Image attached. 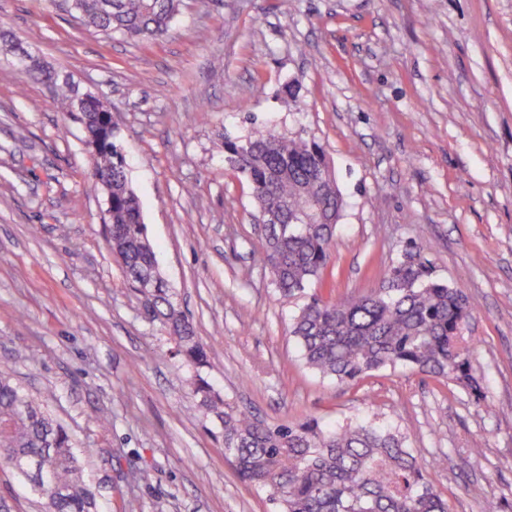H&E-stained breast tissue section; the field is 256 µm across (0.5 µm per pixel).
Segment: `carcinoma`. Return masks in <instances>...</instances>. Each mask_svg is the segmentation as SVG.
Instances as JSON below:
<instances>
[{
	"label": "carcinoma",
	"mask_w": 512,
	"mask_h": 512,
	"mask_svg": "<svg viewBox=\"0 0 512 512\" xmlns=\"http://www.w3.org/2000/svg\"><path fill=\"white\" fill-rule=\"evenodd\" d=\"M69 2L88 25L150 45L167 35L182 0H110L108 9L103 0ZM26 73L52 88L62 111L75 112L76 86L69 78L35 59ZM78 112L88 144L96 147L86 191L98 194L103 184H112V253L130 276L151 277L155 317L170 331L178 352L203 365L206 355L194 327L158 272L106 109L92 102ZM224 149L231 169L247 180L257 212L280 209L288 221L287 231L265 233L262 263L272 283L285 298L304 292L329 261L343 209L336 180H315L318 171L329 168L323 148L270 128L255 138L227 139ZM469 318L461 291L433 278L428 260L410 243L369 294L347 301L310 296L291 333L304 364L340 383L398 365L463 381L469 356L463 330ZM194 393L203 410L221 420L224 452L240 475L269 493L279 512H448L447 501L424 475L405 438L388 426L269 424L221 398L202 377ZM96 452L79 449L50 413L0 371V462L45 500L46 512H97L80 460Z\"/></svg>",
	"instance_id": "carcinoma-1"
}]
</instances>
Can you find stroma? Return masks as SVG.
<instances>
[{"instance_id": "1", "label": "stroma", "mask_w": 512, "mask_h": 512, "mask_svg": "<svg viewBox=\"0 0 512 512\" xmlns=\"http://www.w3.org/2000/svg\"><path fill=\"white\" fill-rule=\"evenodd\" d=\"M0 24L111 112L159 272L207 353L175 355L83 189L80 122L0 41V371L95 449L100 512H275L225 455L200 377L270 423L397 429L448 512H512V0H183L150 47L63 0H0ZM272 127L315 138L343 194L314 291L369 293L416 242L471 314V383L398 366L348 385L304 365V300L275 291L224 162L225 138ZM0 504L43 512L1 465Z\"/></svg>"}]
</instances>
